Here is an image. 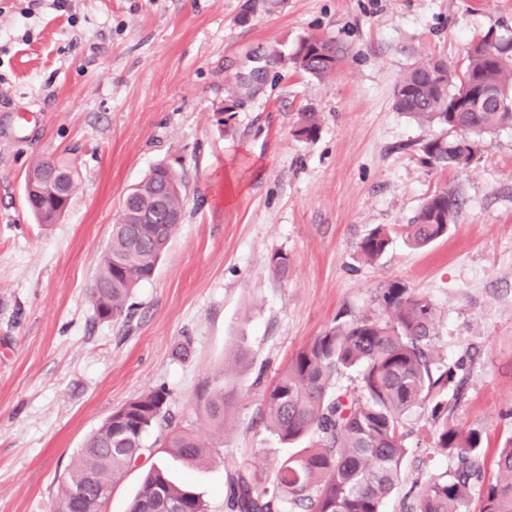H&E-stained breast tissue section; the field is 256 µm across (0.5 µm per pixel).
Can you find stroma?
<instances>
[{
	"label": "stroma",
	"mask_w": 512,
	"mask_h": 512,
	"mask_svg": "<svg viewBox=\"0 0 512 512\" xmlns=\"http://www.w3.org/2000/svg\"><path fill=\"white\" fill-rule=\"evenodd\" d=\"M0 0V512H50L72 458L112 411L165 388L172 425L215 445L190 466L160 453V431L113 486L103 512H128L144 472L164 463L208 512H224L225 460L273 469L295 454L266 427L263 394L295 352L342 311L378 316L397 282L436 309L431 355L463 362L458 424L482 436L495 480L512 439V128L488 136L466 169L426 162L443 134L395 111L401 76L430 56L462 69L470 42L512 39V0ZM343 55L319 80L282 64L232 119V76L302 37ZM320 119L296 137L301 113ZM52 157L80 190L58 223L40 224L26 171ZM185 174L182 224L128 324L97 317L91 281L126 190L151 166ZM463 206L447 236L416 249L402 231L435 192ZM232 202H225L226 193ZM388 226L376 262L362 238ZM286 254V279L269 261ZM186 346V357L173 354ZM247 362L225 372L233 348ZM234 385L223 428L204 412L215 381ZM383 512L448 468L416 438Z\"/></svg>",
	"instance_id": "obj_1"
}]
</instances>
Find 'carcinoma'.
Masks as SVG:
<instances>
[{"mask_svg": "<svg viewBox=\"0 0 512 512\" xmlns=\"http://www.w3.org/2000/svg\"><path fill=\"white\" fill-rule=\"evenodd\" d=\"M496 56H491V53ZM274 56L319 79L330 77L339 61V49L330 39L308 36L289 52ZM481 88H493L501 103L487 108L470 97ZM253 93L248 78L239 73L228 89L235 103ZM394 108L420 122L435 121L447 130L422 146L427 162L442 169H465L476 159L483 137L512 127V40L490 34L466 51L463 70L455 74L438 59L403 74L394 91ZM320 131L318 119L307 112L296 136L312 141ZM66 178L57 201L29 204L40 224H54L79 189L78 172L70 165L45 157L26 173V184L40 188L53 168ZM183 177L164 164L153 166L122 199L119 216L101 252L90 287L93 307L102 320L127 322L135 290L150 280L177 234L166 213L184 215ZM462 207L458 194L442 190L431 195L413 222L405 225L408 240L423 248L448 234ZM391 243L390 231L373 228L360 242L369 260L381 257ZM288 256L270 259L272 274L288 275ZM382 317H336L335 323L314 337L290 359L275 384L264 394L269 429L284 443L307 436L311 448L281 460L271 477L233 461L227 473L225 512H382L384 501L399 484L408 417L427 412L431 425L427 451L448 458V470L416 493L403 498L402 512H470L478 496V512H512V440L499 449V477L485 483L480 455L481 436L465 431L454 419V408L465 396L460 362L432 368L430 353L435 336L436 310L426 296L392 283L381 290ZM357 372L351 391L336 388L345 371ZM234 390L218 382L206 393L209 421L224 427ZM168 393L155 389L116 411L89 436L62 481L52 512H101L112 487L125 470L140 459L144 435L153 428L166 430L164 453L191 464L212 457V445L195 432L171 428ZM129 512H207L202 497L190 486L173 483L164 467L152 466L130 504Z\"/></svg>", "mask_w": 512, "mask_h": 512, "instance_id": "obj_1", "label": "carcinoma"}]
</instances>
